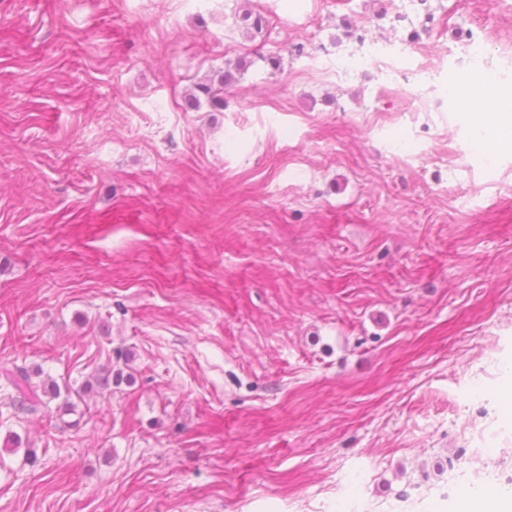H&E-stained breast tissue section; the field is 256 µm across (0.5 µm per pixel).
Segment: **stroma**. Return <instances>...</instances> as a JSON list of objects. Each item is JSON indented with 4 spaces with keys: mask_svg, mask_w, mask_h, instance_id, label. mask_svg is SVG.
<instances>
[{
    "mask_svg": "<svg viewBox=\"0 0 512 512\" xmlns=\"http://www.w3.org/2000/svg\"><path fill=\"white\" fill-rule=\"evenodd\" d=\"M264 2L249 37L236 0H0V370L77 406L0 390V512H447L512 466V149L336 76L356 31L441 66L512 7ZM260 12L262 15L247 8L245 4L239 7L235 16L237 23L245 29L246 35L259 34L266 28V19L262 10ZM246 66L242 60L237 61L233 69H225L224 75H221L217 83L211 81L210 83H201L197 85V90L209 102L210 106L215 109H224V88L232 86L233 82L237 79L235 73L240 74ZM131 356L127 352L117 351L116 361L109 366L103 367L94 378L95 385L103 391H112V384L119 386L124 380L127 381L125 368H129ZM40 374L37 370L18 365L14 369L5 370L2 374L14 392V395H11V400L15 409L32 415L37 413L42 406L61 397L60 385L51 378L42 380L38 384L32 381L33 375ZM43 397L48 400L45 401ZM486 479H493L504 487H512V470L502 469L492 475L475 470L472 476L465 481H450L438 485L435 487L434 493L442 500L454 499L464 491L473 490Z\"/></svg>",
    "mask_w": 512,
    "mask_h": 512,
    "instance_id": "obj_1",
    "label": "stroma"
}]
</instances>
